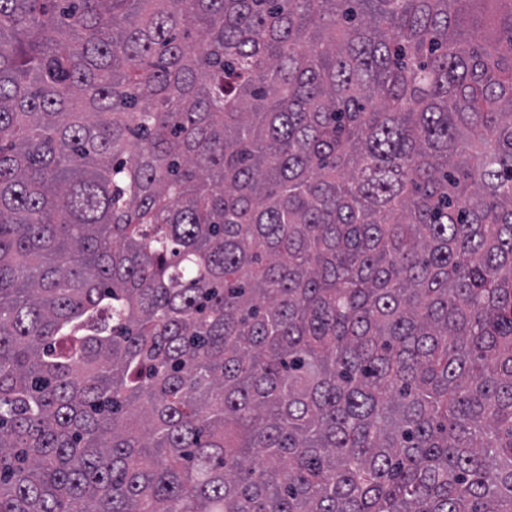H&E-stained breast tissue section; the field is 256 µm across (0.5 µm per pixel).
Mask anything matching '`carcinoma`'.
<instances>
[{"label": "carcinoma", "mask_w": 512, "mask_h": 512, "mask_svg": "<svg viewBox=\"0 0 512 512\" xmlns=\"http://www.w3.org/2000/svg\"><path fill=\"white\" fill-rule=\"evenodd\" d=\"M0 512H512V0H0Z\"/></svg>", "instance_id": "carcinoma-1"}]
</instances>
